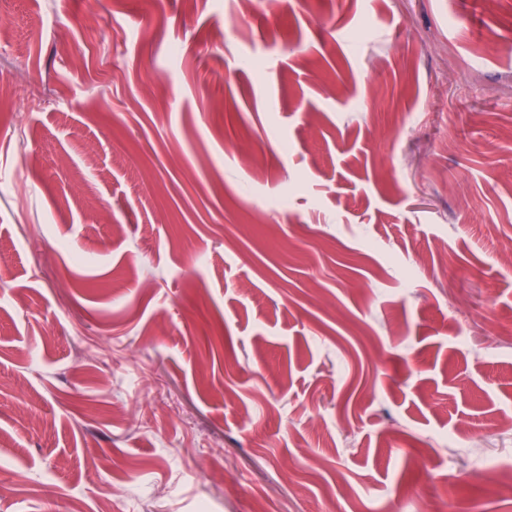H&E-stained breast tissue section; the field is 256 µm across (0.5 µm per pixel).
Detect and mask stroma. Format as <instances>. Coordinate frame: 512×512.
<instances>
[{
    "label": "stroma",
    "instance_id": "obj_1",
    "mask_svg": "<svg viewBox=\"0 0 512 512\" xmlns=\"http://www.w3.org/2000/svg\"><path fill=\"white\" fill-rule=\"evenodd\" d=\"M0 84V512H512V0H0Z\"/></svg>",
    "mask_w": 512,
    "mask_h": 512
}]
</instances>
